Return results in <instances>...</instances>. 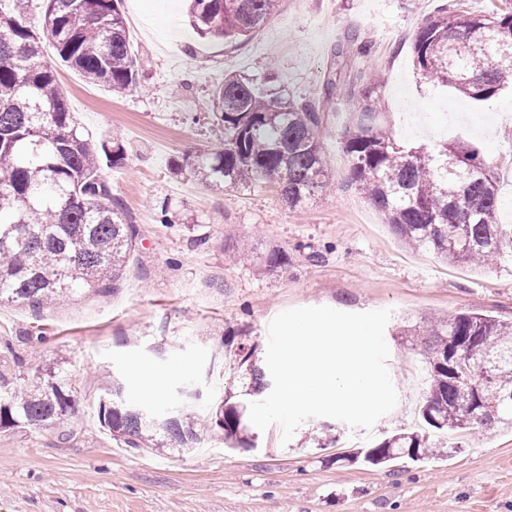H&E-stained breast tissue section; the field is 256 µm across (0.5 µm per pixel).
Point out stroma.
<instances>
[{"label":"stroma","instance_id":"obj_1","mask_svg":"<svg viewBox=\"0 0 512 512\" xmlns=\"http://www.w3.org/2000/svg\"><path fill=\"white\" fill-rule=\"evenodd\" d=\"M443 7L504 13L512 0H283L250 38L232 42L174 26L185 0H122L137 90L115 95L58 67L82 130L126 148L125 167L104 168L103 176L139 236L114 291H81L37 313L0 306V372L22 388L63 363L78 401L64 424L0 433V512H512L511 429L470 435L453 456L438 448L385 466H340L332 449L316 445L328 434L367 445L413 426L427 371L408 326L464 310L512 319V261L479 268L408 247L359 194L343 145L348 87H326L337 45L356 34L367 52L346 68L378 74L372 102L396 139L478 142L499 176L500 221L512 224V124L495 119L512 113V89L471 100L426 81L413 64L418 28ZM230 73L273 77L319 106L332 185L308 207L288 209L273 184L216 189L173 174L176 158L218 146L213 90ZM163 210L169 223L157 220ZM242 243L251 257L230 262ZM274 247L289 262L272 272L262 258ZM317 306L391 312L385 340L398 403L371 431L311 418L286 442L279 426L250 424V448L230 447L209 429L198 448L154 454L125 447L101 426L107 373L127 399L162 416L200 414L226 396L251 403L226 337L246 332L265 359L270 322ZM144 372L160 380L159 397H140Z\"/></svg>","mask_w":512,"mask_h":512}]
</instances>
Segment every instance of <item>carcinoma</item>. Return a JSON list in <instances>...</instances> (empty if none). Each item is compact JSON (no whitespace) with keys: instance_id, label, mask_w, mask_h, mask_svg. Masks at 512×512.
Returning a JSON list of instances; mask_svg holds the SVG:
<instances>
[{"instance_id":"obj_1","label":"carcinoma","mask_w":512,"mask_h":512,"mask_svg":"<svg viewBox=\"0 0 512 512\" xmlns=\"http://www.w3.org/2000/svg\"><path fill=\"white\" fill-rule=\"evenodd\" d=\"M190 23L203 37H247L275 16L278 0H189ZM29 0H0V305L38 311L79 290L115 288L136 228L101 161L117 168L126 150L115 139L85 136L59 86L43 40L87 82L114 94L138 86L125 19L118 0H47L40 24ZM427 80L482 101L512 85V12L474 15L460 9L428 17L412 44ZM373 87L358 91L349 112L345 149L357 189L405 243L431 249L453 263L484 264L512 258V238L498 223L495 167L473 142L406 149L382 113L369 104ZM214 126L224 140L214 151L187 155L176 165L207 186H278L295 209L327 191L330 178L321 142V113L310 101L237 74L213 91ZM422 357L429 385L420 409L425 430L382 438L369 448L343 451L335 460L373 466L420 460L451 432L448 454L475 430L512 428V321L462 311L422 321ZM256 347L241 342L236 356L254 386H269ZM98 418L126 447L162 454L193 448L202 423L176 414L159 426L126 405L120 386L107 381ZM243 404L208 410L207 427L224 431L231 445L253 446L245 434ZM76 412V397L62 371L51 370L18 389L0 374V431L60 424Z\"/></svg>"}]
</instances>
